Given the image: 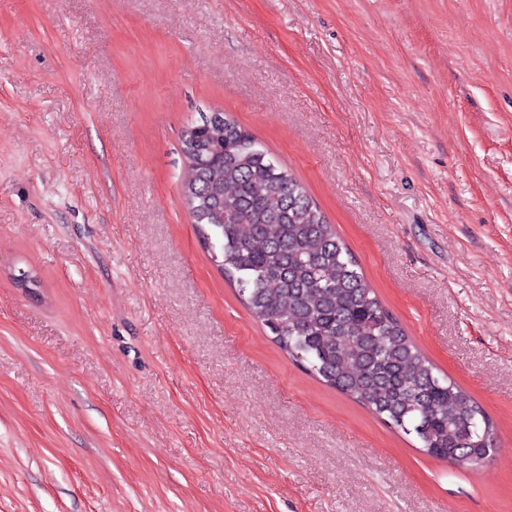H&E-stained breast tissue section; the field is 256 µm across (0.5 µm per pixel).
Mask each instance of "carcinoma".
Here are the masks:
<instances>
[{
  "label": "carcinoma",
  "instance_id": "1",
  "mask_svg": "<svg viewBox=\"0 0 512 512\" xmlns=\"http://www.w3.org/2000/svg\"><path fill=\"white\" fill-rule=\"evenodd\" d=\"M223 117L185 127L182 192L252 316L290 359L429 456L459 467L491 460L494 421L413 342L289 170Z\"/></svg>",
  "mask_w": 512,
  "mask_h": 512
}]
</instances>
